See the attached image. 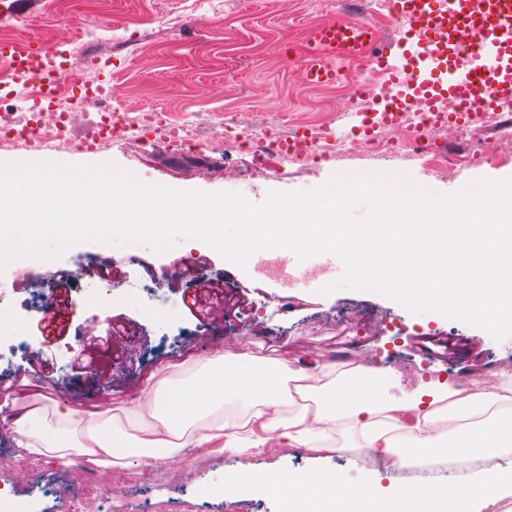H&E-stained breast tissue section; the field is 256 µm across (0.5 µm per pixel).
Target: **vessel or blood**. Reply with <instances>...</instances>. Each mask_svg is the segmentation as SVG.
Wrapping results in <instances>:
<instances>
[{
  "instance_id": "b4317fda",
  "label": "vessel or blood",
  "mask_w": 512,
  "mask_h": 512,
  "mask_svg": "<svg viewBox=\"0 0 512 512\" xmlns=\"http://www.w3.org/2000/svg\"><path fill=\"white\" fill-rule=\"evenodd\" d=\"M392 5L399 37L377 62L431 125L446 124L452 116L465 122L512 103V0H392ZM376 40L364 22L334 20L313 26L302 60L307 83L343 79L334 59L361 56ZM43 56L42 49L27 41L0 44V59L23 76L42 69ZM403 110L399 103L379 106L357 129L366 136L379 125L397 126ZM279 264L288 271V287L302 292L343 272L342 261L332 253L316 256L314 265L321 272L317 278L304 274V264L294 253H282ZM72 314L67 298L52 304L44 316L47 341L65 332Z\"/></svg>"
}]
</instances>
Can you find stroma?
<instances>
[{
  "mask_svg": "<svg viewBox=\"0 0 512 512\" xmlns=\"http://www.w3.org/2000/svg\"><path fill=\"white\" fill-rule=\"evenodd\" d=\"M373 0H36L16 5L11 16H0V41L9 35L26 39L45 50L67 49L77 32L92 26L116 32L138 31L142 42L132 53L115 52L113 46L92 42L93 51L109 57L102 77L112 86V98L130 117L155 110L176 117L192 114L195 144L184 149L157 133L148 143L127 138L113 146L86 154L81 148L95 119L93 107L73 115L74 145L37 151L24 146L0 145V162L26 158L72 166L114 162L142 181L182 191L233 192L248 201H266L270 192H299L322 186L343 173L398 171L415 182H432L437 193L447 195L460 177L498 181L512 178V150L502 148L491 135H483L477 151L464 148L455 130L443 132L448 172L436 176L422 159L361 152L351 158H331L300 167L281 158L224 144V121L233 119L245 128L266 122L290 136L298 125H310L333 116L351 124L352 92L340 82L313 87L306 83L301 56L310 25L331 19L362 20L391 35L390 13L377 14ZM179 20L167 30L160 21ZM495 155L487 163L486 155ZM137 254L155 266H169L179 258L208 256L204 274L221 282L228 297L244 296L243 312L220 319L198 321L182 304L191 280L175 278L155 283L152 293L132 291L146 281L140 267H129L122 287L111 289L109 309L97 307L87 282L76 281L71 293L74 308L66 336L43 344L37 331L41 318L35 294H47L48 281L30 283L13 278L12 268L0 272L9 281L5 309L11 321L0 334L14 336L42 350L57 378L49 385L25 378L17 394L41 393L73 409L95 405L100 392L112 404L130 400L148 378L167 377L175 364L206 358L213 351L239 348L238 324H245L254 343L278 348L288 360L309 358L334 362H364L389 368L397 389L420 386L481 384L490 374L512 373V338L495 341L480 328L440 314L419 317L377 293L334 291L324 296L303 292L282 301L278 282L257 276L253 268L241 269L201 242L177 239L163 254L137 247ZM129 318L131 330L119 352H106L98 369L79 372L71 368L72 348L78 347L86 325L105 335L116 316ZM24 482L0 474V488H9L15 501L42 502V490L52 485V512H81L74 496L72 466L47 465L45 458L27 457ZM275 465L284 471L312 468L304 448H284L270 455L215 456L207 469L162 467L149 485L139 487L138 467H114L110 473L131 479L128 487L115 486V501L122 512H139L147 501L195 504L196 512H284L285 504L274 492L252 488L239 494H205V487L220 484L225 472L249 465ZM325 468L356 479L364 471L380 474L383 484L402 486L406 480L392 470L356 453H331Z\"/></svg>",
  "mask_w": 512,
  "mask_h": 512,
  "instance_id": "35a3bbf8",
  "label": "stroma"
}]
</instances>
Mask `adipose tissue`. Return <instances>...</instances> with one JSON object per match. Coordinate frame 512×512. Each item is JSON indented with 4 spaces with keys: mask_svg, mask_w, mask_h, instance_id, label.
<instances>
[{
    "mask_svg": "<svg viewBox=\"0 0 512 512\" xmlns=\"http://www.w3.org/2000/svg\"><path fill=\"white\" fill-rule=\"evenodd\" d=\"M389 369L317 362L299 366L277 356L215 351L179 364L172 377L147 384L140 395L89 413L54 411L46 427L42 409H26L14 421L20 449L66 459L82 455L103 468L162 462L186 448L220 445L234 455H262L272 448H305L314 460L337 443L373 453L385 466L424 461L486 459L512 451V376L492 377L478 388H419L393 398ZM234 414L223 417L225 407ZM92 419L86 441L77 424ZM494 484L496 497L485 493ZM275 489L289 512H322L335 499L338 512H487L512 496V470H483L446 485L382 489L377 477L342 482L319 469L282 473L247 469L225 473L218 493Z\"/></svg>",
    "mask_w": 512,
    "mask_h": 512,
    "instance_id": "adipose-tissue-1",
    "label": "adipose tissue"
}]
</instances>
